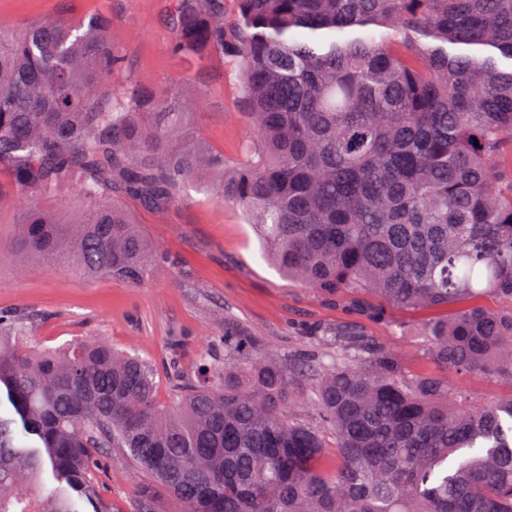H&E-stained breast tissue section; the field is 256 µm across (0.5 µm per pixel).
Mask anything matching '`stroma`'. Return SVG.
Here are the masks:
<instances>
[{"instance_id":"obj_1","label":"stroma","mask_w":512,"mask_h":512,"mask_svg":"<svg viewBox=\"0 0 512 512\" xmlns=\"http://www.w3.org/2000/svg\"><path fill=\"white\" fill-rule=\"evenodd\" d=\"M169 13L170 0H0V19L19 28L49 19H104L109 41L124 58L113 83L131 80L161 90L183 79L193 97L194 136L223 153L228 163H238L250 135L238 94L219 60L183 64L172 57ZM188 194V200L163 211L124 199L135 223L164 253L139 288L107 277L89 279L73 268H51L12 251L16 214L0 212V310L34 313L29 341L37 348L102 337L152 360L163 401L172 389L169 364L193 375L200 355L223 334L228 316L260 337L274 355L306 349L301 328L354 322L394 349L409 375L434 372L415 337L392 334L378 321L289 284L265 260L263 244L242 209L215 202L195 186ZM448 380L474 404L512 393L511 384L489 374L452 373ZM100 468L103 496L119 512H130L141 474L117 451Z\"/></svg>"}]
</instances>
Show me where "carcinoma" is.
Listing matches in <instances>:
<instances>
[{"instance_id": "carcinoma-1", "label": "carcinoma", "mask_w": 512, "mask_h": 512, "mask_svg": "<svg viewBox=\"0 0 512 512\" xmlns=\"http://www.w3.org/2000/svg\"><path fill=\"white\" fill-rule=\"evenodd\" d=\"M171 2V53L220 59L237 88L245 162L194 137L180 84L108 82L122 61L97 21H1L0 172L29 193L0 187L11 248L141 286L162 252L118 197L163 210L195 184L317 298L400 335L388 311L448 308L415 328L436 370L406 375L354 323L270 358L226 316L162 402L137 354L32 351L34 315L0 311V512H114V448L147 476L133 512H512V394L471 405L447 379L512 382V0ZM70 185L78 202L43 205Z\"/></svg>"}]
</instances>
